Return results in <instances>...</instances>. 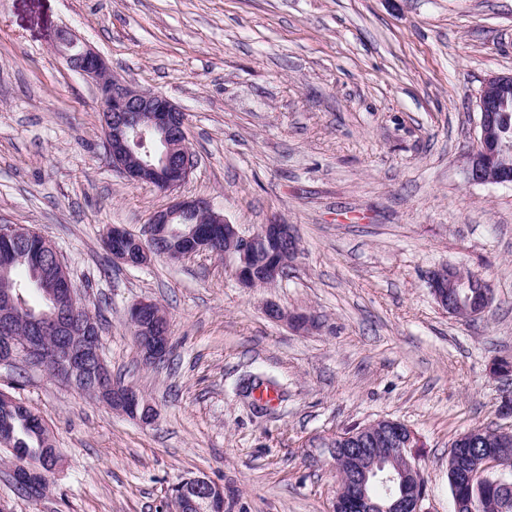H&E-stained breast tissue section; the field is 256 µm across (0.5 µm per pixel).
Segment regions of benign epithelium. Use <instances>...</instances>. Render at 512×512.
Instances as JSON below:
<instances>
[{
  "label": "benign epithelium",
  "instance_id": "1",
  "mask_svg": "<svg viewBox=\"0 0 512 512\" xmlns=\"http://www.w3.org/2000/svg\"><path fill=\"white\" fill-rule=\"evenodd\" d=\"M60 51L68 66L90 80L96 90L102 115L107 155L112 167L131 181L152 183L169 191L183 183L195 166L187 147L183 112L161 93L131 86L111 70L106 60L94 50L60 37ZM479 137L477 147L465 157V174L475 184H512V138L505 134L503 117L512 106V74L493 75L485 80L478 94ZM174 224L187 228L177 231V243L194 254L210 251L224 241V261L232 267L238 282L246 288L271 287L283 279L285 255L298 250V239L288 224H264L250 235L239 225L229 223L224 214L201 198H178L166 209L155 213L146 239L130 238L120 225L107 228L105 242L112 244V258L125 266L139 267L154 255L145 240L160 237ZM428 286L437 304L453 313L464 309L466 288H485L479 273L469 277L455 269H436L428 276ZM57 306L30 319L29 333L12 335L16 317L12 292L0 301V367L13 369L19 363L47 369L55 366L52 376L69 382L73 371L90 368L100 378L101 398L112 402V409L145 424L156 413L141 393L131 385L112 383V373L102 356L97 331L90 320L80 293L71 283L52 291ZM155 305L140 300L129 309V320L140 344L145 363L155 364L169 349V334L148 319ZM266 313L274 321L305 329L313 319L293 315L271 304ZM482 430L460 435L449 451L448 467L457 480L468 484L490 482L509 487L512 474V431L498 429V447H479ZM329 450L342 455L349 464L347 483L362 488L371 478L387 486V499L376 501L367 495L354 499L358 512H423L426 481L419 461L424 443L407 425L394 420H378L359 427L350 434H336L327 439ZM174 512H183L181 502L202 503L205 512H224V488L201 476L182 480L170 494Z\"/></svg>",
  "mask_w": 512,
  "mask_h": 512
}]
</instances>
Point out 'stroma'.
<instances>
[{"label": "stroma", "instance_id": "35a3bbf8", "mask_svg": "<svg viewBox=\"0 0 512 512\" xmlns=\"http://www.w3.org/2000/svg\"><path fill=\"white\" fill-rule=\"evenodd\" d=\"M114 74L185 113L195 156L174 191L113 169L94 87L61 33ZM512 72V0H0V224L41 232L102 315L114 377L154 423L113 411L39 370L0 368V391L46 421L62 467L46 498L21 495L0 452V512H164L205 476L224 512H332L335 468L311 441L379 419L423 440L424 512H452L448 451L502 416L512 380V186L472 185L476 100ZM202 197L243 234L292 225L299 254L270 288L223 257L114 265L107 227L141 234L174 196ZM481 273L483 318L441 309L427 273ZM158 303L172 349L142 363L127 321ZM316 316L297 332L267 302ZM281 398L237 393L248 374Z\"/></svg>", "mask_w": 512, "mask_h": 512}]
</instances>
